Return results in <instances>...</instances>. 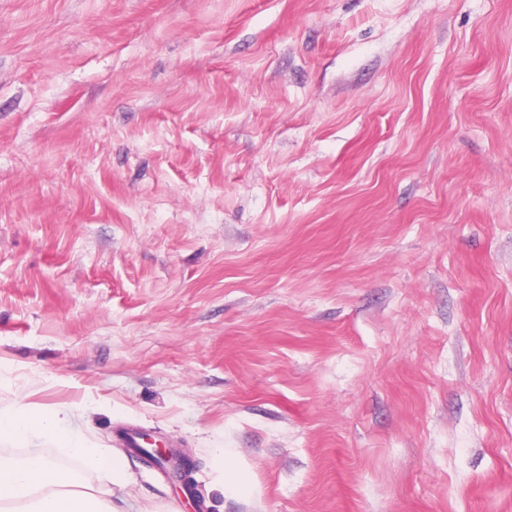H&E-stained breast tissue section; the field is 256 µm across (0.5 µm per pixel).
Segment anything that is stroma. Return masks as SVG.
I'll use <instances>...</instances> for the list:
<instances>
[{
	"label": "stroma",
	"mask_w": 512,
	"mask_h": 512,
	"mask_svg": "<svg viewBox=\"0 0 512 512\" xmlns=\"http://www.w3.org/2000/svg\"><path fill=\"white\" fill-rule=\"evenodd\" d=\"M129 512H512V0H0V407ZM248 475L214 490L212 451ZM141 437L145 441V443L149 445H157V442L152 439V437L149 434L141 433ZM154 454L157 456V458L163 459L166 462L170 461L171 466L176 467L177 466V474L179 480L177 482L184 487L190 494L192 502L194 506L197 508L195 512H204L203 509V500L196 488V493L194 494L192 492L191 488V480H190V473L192 470V458L186 454L183 450L180 448H174V447H162L161 444H158L156 448L154 449Z\"/></svg>",
	"instance_id": "obj_1"
}]
</instances>
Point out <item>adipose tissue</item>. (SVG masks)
I'll use <instances>...</instances> for the list:
<instances>
[{
	"mask_svg": "<svg viewBox=\"0 0 512 512\" xmlns=\"http://www.w3.org/2000/svg\"><path fill=\"white\" fill-rule=\"evenodd\" d=\"M0 441L31 447L22 457L0 453V512H121L115 499L132 483L127 465L87 442L75 409L43 413L17 400L0 409ZM44 444L77 460L78 468L44 455Z\"/></svg>",
	"mask_w": 512,
	"mask_h": 512,
	"instance_id": "1",
	"label": "adipose tissue"
}]
</instances>
